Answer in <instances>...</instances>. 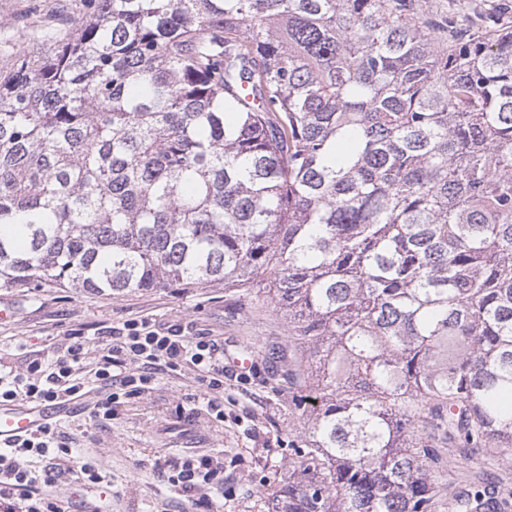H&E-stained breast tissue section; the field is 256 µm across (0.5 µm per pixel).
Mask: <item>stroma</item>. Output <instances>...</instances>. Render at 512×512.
<instances>
[{
    "label": "stroma",
    "mask_w": 512,
    "mask_h": 512,
    "mask_svg": "<svg viewBox=\"0 0 512 512\" xmlns=\"http://www.w3.org/2000/svg\"><path fill=\"white\" fill-rule=\"evenodd\" d=\"M83 0H0V70L20 53L42 51L58 36L64 17H78ZM0 302L15 305L13 321L0 322V352L16 342L28 354L60 352L68 329L119 325L148 318L157 324L194 322L225 353L249 350L251 371L224 372V418L201 402L194 372L158 375L149 395L131 398L107 426L92 425L84 408L65 420L76 447L95 455L112 473V512H262L286 470L289 443L304 421L287 385L274 375L269 348L285 357L297 352L288 321L269 302L221 285L147 291H87L81 288H0ZM206 454L224 467V491L189 497L171 486L161 461Z\"/></svg>",
    "instance_id": "obj_1"
}]
</instances>
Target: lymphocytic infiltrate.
Listing matches in <instances>:
<instances>
[{"instance_id": "f902f5d3", "label": "lymphocytic infiltrate", "mask_w": 512, "mask_h": 512, "mask_svg": "<svg viewBox=\"0 0 512 512\" xmlns=\"http://www.w3.org/2000/svg\"><path fill=\"white\" fill-rule=\"evenodd\" d=\"M98 357H90V348ZM197 372L212 391L208 410L224 417V361L212 340L191 326L162 328L148 320L119 326L102 325L94 334L68 330L62 354L34 358L17 370L0 361V404L29 400L53 403L94 396L89 419L111 423L123 401L152 390L154 370ZM171 481L191 494L207 485L223 488L221 469L211 456L197 455L173 462ZM79 474L85 485L111 487L112 476L97 457L74 454L59 421L46 422L37 432L0 448V512H67L50 489L61 475Z\"/></svg>"}]
</instances>
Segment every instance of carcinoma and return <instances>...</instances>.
Segmentation results:
<instances>
[{
  "label": "carcinoma",
  "instance_id": "cac0c4a2",
  "mask_svg": "<svg viewBox=\"0 0 512 512\" xmlns=\"http://www.w3.org/2000/svg\"><path fill=\"white\" fill-rule=\"evenodd\" d=\"M0 73V288L261 284L306 416L266 512H508L512 29L421 0H89ZM449 466L444 467V475L448 476V481L459 479L462 473L468 471L483 470L499 478L507 480L509 487H512V459L505 460L494 454H485L477 458L475 462H465L461 460H451Z\"/></svg>",
  "mask_w": 512,
  "mask_h": 512
}]
</instances>
